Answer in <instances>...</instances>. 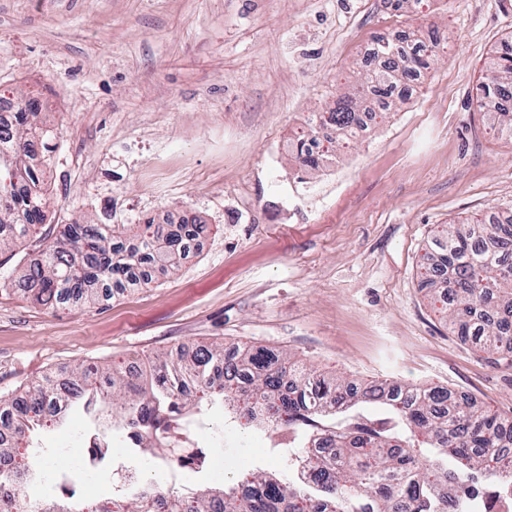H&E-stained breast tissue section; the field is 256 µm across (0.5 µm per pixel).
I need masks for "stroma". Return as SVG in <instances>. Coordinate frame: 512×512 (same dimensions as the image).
I'll use <instances>...</instances> for the list:
<instances>
[{
	"instance_id": "stroma-1",
	"label": "stroma",
	"mask_w": 512,
	"mask_h": 512,
	"mask_svg": "<svg viewBox=\"0 0 512 512\" xmlns=\"http://www.w3.org/2000/svg\"><path fill=\"white\" fill-rule=\"evenodd\" d=\"M437 31L406 99L299 167L298 131L356 92L363 39ZM512 43L504 0H0V87L43 91L48 222L208 224L178 269L94 303L0 288V395L82 362L151 364L184 345H255L359 383L440 386L512 420V352L453 332L420 276L448 224L512 213V137L474 90ZM226 483L276 467L264 439L210 449Z\"/></svg>"
}]
</instances>
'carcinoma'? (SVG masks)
Listing matches in <instances>:
<instances>
[{
  "mask_svg": "<svg viewBox=\"0 0 512 512\" xmlns=\"http://www.w3.org/2000/svg\"><path fill=\"white\" fill-rule=\"evenodd\" d=\"M366 85L387 94L428 66L409 60L402 39L379 38ZM484 108L497 97H512V46L489 62ZM356 103L343 100L333 109L341 132L350 129ZM37 107L19 113L11 139L0 144V201L10 223L0 219V249L26 238L47 218L50 199L42 189L41 170L29 164L30 152H50V131L37 126ZM207 230L196 217L182 214L171 224L148 222L134 238L123 239L112 226L75 220L64 225L53 246L0 277V286H19L44 304L77 302L100 288L121 292L149 280V268H175L190 242ZM424 274L438 281L447 298L448 321L457 335L483 348L512 350V218L498 224H450L435 239L423 262ZM224 361V346H200L170 352L149 371L132 376L97 363L80 364L70 375L77 402L89 412L112 403L131 423L159 418L181 422L202 404H219L242 415L253 429L268 434L273 447L312 446L304 467L311 477L284 459L278 470L255 468L227 486L218 480L187 492L141 481L112 497L110 512H473L484 497L509 494L512 483V433L508 422L445 389H414L407 394L382 386L357 387L346 378L328 377L285 356L270 358L260 348L236 352L224 383L216 382L215 365ZM29 400H4L32 434L39 412L53 400L51 379L28 387ZM182 428L160 425L152 437L134 442L153 453L173 441ZM14 442L0 439V478L9 480ZM36 476L32 471L15 488L18 512H87L89 506L65 489L34 507L18 495Z\"/></svg>",
  "mask_w": 512,
  "mask_h": 512,
  "instance_id": "carcinoma-1",
  "label": "carcinoma"
}]
</instances>
